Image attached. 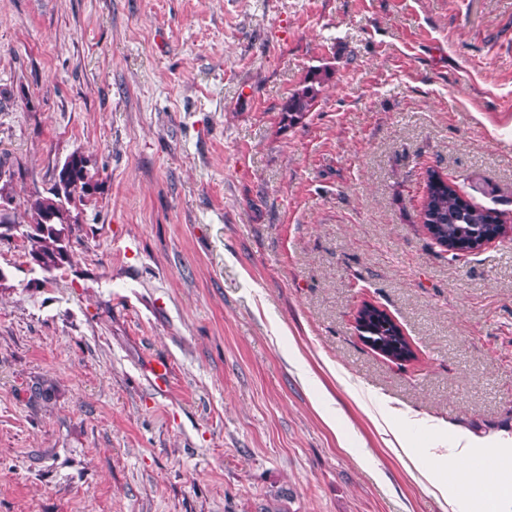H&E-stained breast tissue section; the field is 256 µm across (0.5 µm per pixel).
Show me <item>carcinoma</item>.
<instances>
[{
	"mask_svg": "<svg viewBox=\"0 0 512 512\" xmlns=\"http://www.w3.org/2000/svg\"><path fill=\"white\" fill-rule=\"evenodd\" d=\"M330 73L310 71L303 84L289 94L282 105V122L291 127L312 111ZM14 173L0 170V238L10 235L18 224L13 204L16 200ZM99 184L89 168V159L75 150L63 163L55 165L50 187L34 189L23 199L27 254L45 272L61 269L71 263L69 235L72 225L79 223L80 207L97 193ZM501 223V214L494 209L471 203L454 184L437 172L428 171L427 196L423 224L431 237L449 251L474 250V245L488 237ZM366 333L374 347L395 360L403 359L407 346L397 326L383 312L369 316Z\"/></svg>",
	"mask_w": 512,
	"mask_h": 512,
	"instance_id": "obj_1",
	"label": "carcinoma"
}]
</instances>
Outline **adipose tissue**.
<instances>
[{
	"mask_svg": "<svg viewBox=\"0 0 512 512\" xmlns=\"http://www.w3.org/2000/svg\"><path fill=\"white\" fill-rule=\"evenodd\" d=\"M346 391L352 401L370 413L382 429L393 433L397 443L396 455L410 458L414 467L440 494H447L453 487L479 495L491 512H506V505L512 504V496L507 493L512 487V469L503 467L498 457L471 450L462 453L453 448L441 454L415 453L408 448L403 434L397 432L398 415L382 396L352 384L347 385Z\"/></svg>",
	"mask_w": 512,
	"mask_h": 512,
	"instance_id": "1",
	"label": "adipose tissue"
}]
</instances>
